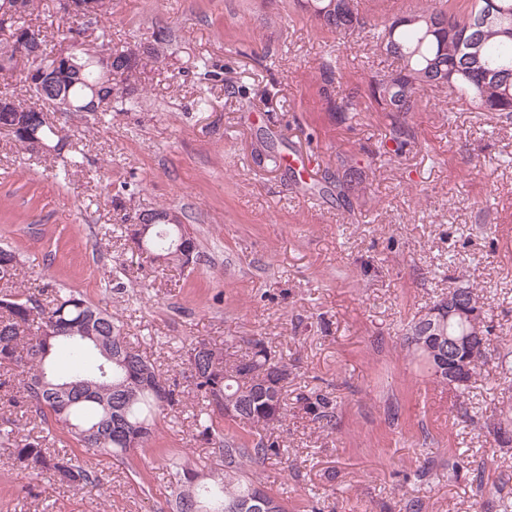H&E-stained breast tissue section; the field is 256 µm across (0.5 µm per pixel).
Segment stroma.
I'll return each mask as SVG.
<instances>
[{"instance_id":"obj_1","label":"stroma","mask_w":512,"mask_h":512,"mask_svg":"<svg viewBox=\"0 0 512 512\" xmlns=\"http://www.w3.org/2000/svg\"><path fill=\"white\" fill-rule=\"evenodd\" d=\"M365 6L371 27L339 36L296 0H112L92 41L162 54L137 108L58 115L82 150L74 167L0 133V246L20 257L19 287L106 308L185 392L149 449L101 462L92 496L29 479L0 439V512H167L164 459L220 466L195 438L187 350L257 339L288 368V461L251 472L287 512L512 506V442L493 433L512 420V124L427 90L395 134L369 86L394 66L379 23L404 9ZM345 99L355 110L336 111ZM345 176L357 188L340 198ZM162 207L185 216L193 270L143 261L125 232ZM462 285L491 328L463 391L403 343ZM314 392L335 399L332 421L306 410Z\"/></svg>"}]
</instances>
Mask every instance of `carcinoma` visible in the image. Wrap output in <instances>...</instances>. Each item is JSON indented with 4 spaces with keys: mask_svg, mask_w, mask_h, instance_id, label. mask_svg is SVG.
Returning a JSON list of instances; mask_svg holds the SVG:
<instances>
[{
    "mask_svg": "<svg viewBox=\"0 0 512 512\" xmlns=\"http://www.w3.org/2000/svg\"><path fill=\"white\" fill-rule=\"evenodd\" d=\"M299 0L302 8L322 28L336 34L363 30L367 21L357 0ZM494 12L491 22L477 26L486 10ZM35 11L34 0H0V16L9 24L0 30L32 32L28 17ZM477 43L479 50L471 49ZM42 59L49 72L40 84L28 86L41 106H26L15 97L0 93V129L23 143L29 131L52 144L58 141V127L46 118L44 106L51 97L63 95L70 112L80 114L96 95L111 96L107 111L128 112L137 104V83L144 69L158 56L152 52L139 58L130 45L110 49L81 44L76 57L57 61L56 47L39 38ZM380 47L399 63L396 70L373 80L371 99L394 121L416 110L420 92L448 89L479 112H492L504 122L512 120V0H471L464 11L453 7H428L395 16L382 30ZM29 81L31 61L11 49L0 52V71L19 65ZM184 242L193 249L192 260L176 255ZM139 257L158 254L183 270L200 261L195 239L184 224H155L143 240L134 241ZM15 250L0 246V283L10 284L19 275ZM48 303L26 291H5L0 295V366L22 369V400L25 410L40 420L47 434H63L73 440L84 456L52 454L46 437L28 436L14 448L21 468L35 478H44L78 491L98 487L90 458L125 457L152 444L160 419L181 402L179 383L162 376L156 366L122 336V325L111 313L80 294L51 290ZM433 321L413 319L404 335L407 349L417 356L439 381L448 382V359L430 351L421 336L431 329L441 336L464 335L469 327L460 314H448V302L436 301ZM193 384L206 408L195 420L196 438L216 446L222 469L209 476L197 462L170 460L172 484L179 491L171 512H285L280 500L250 476L247 463L281 455L279 444L262 438L237 441L224 438L222 423H244L254 428L280 427L286 420L283 397L288 379L285 364L271 356L264 343L255 340L233 363L224 352L204 342L187 351ZM309 412L331 422L336 403L325 393L305 398ZM235 409L224 416L222 405ZM194 468L200 481L193 493L181 486L185 470ZM259 501H254V498Z\"/></svg>",
    "mask_w": 512,
    "mask_h": 512,
    "instance_id": "obj_1",
    "label": "carcinoma"
}]
</instances>
